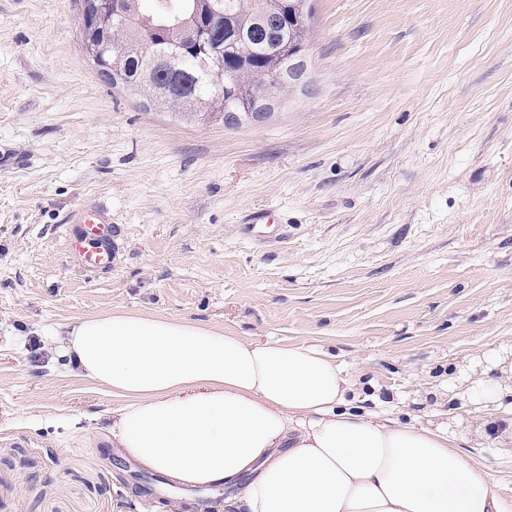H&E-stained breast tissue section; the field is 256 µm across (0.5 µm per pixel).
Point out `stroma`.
<instances>
[{"label": "stroma", "mask_w": 512, "mask_h": 512, "mask_svg": "<svg viewBox=\"0 0 512 512\" xmlns=\"http://www.w3.org/2000/svg\"><path fill=\"white\" fill-rule=\"evenodd\" d=\"M79 28L0 0V512H141L97 428L122 397L62 356L109 313L320 348L345 408L447 429L512 512V0H316L312 93L237 130L146 110ZM81 203L111 269L71 261ZM68 248L73 261L85 269L111 268L114 225L111 210L101 204H79L66 224Z\"/></svg>", "instance_id": "1"}]
</instances>
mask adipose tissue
I'll return each mask as SVG.
<instances>
[{
  "label": "adipose tissue",
  "instance_id": "adipose-tissue-1",
  "mask_svg": "<svg viewBox=\"0 0 512 512\" xmlns=\"http://www.w3.org/2000/svg\"><path fill=\"white\" fill-rule=\"evenodd\" d=\"M66 352L124 397L112 441L224 512H505L446 430L344 409L349 380L317 348L255 343L136 314L69 327Z\"/></svg>",
  "mask_w": 512,
  "mask_h": 512
}]
</instances>
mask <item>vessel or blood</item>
Instances as JSON below:
<instances>
[{
    "mask_svg": "<svg viewBox=\"0 0 512 512\" xmlns=\"http://www.w3.org/2000/svg\"><path fill=\"white\" fill-rule=\"evenodd\" d=\"M111 210L101 204H80L71 212L66 227L73 261L85 269H105L115 260Z\"/></svg>",
    "mask_w": 512,
    "mask_h": 512,
    "instance_id": "obj_1",
    "label": "vessel or blood"
}]
</instances>
